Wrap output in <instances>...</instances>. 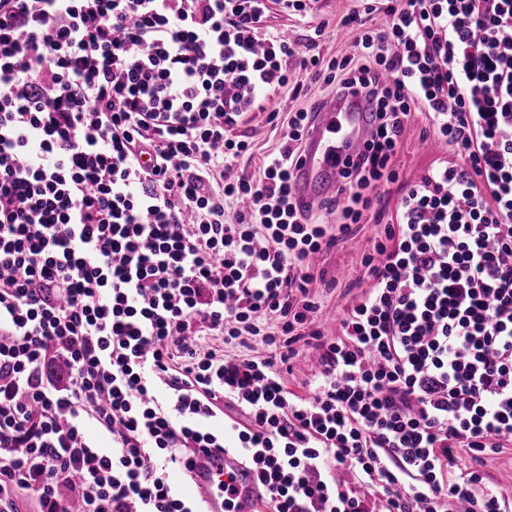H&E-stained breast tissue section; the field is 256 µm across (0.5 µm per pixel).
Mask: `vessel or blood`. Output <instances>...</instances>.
I'll return each instance as SVG.
<instances>
[{
  "mask_svg": "<svg viewBox=\"0 0 512 512\" xmlns=\"http://www.w3.org/2000/svg\"><path fill=\"white\" fill-rule=\"evenodd\" d=\"M368 138L362 93L338 95L322 101L304 138L296 171L295 191L303 204L335 198L337 182L346 164L355 159ZM231 481L238 512H252L260 493L255 473L231 450L197 452L189 484L205 512H225L224 481Z\"/></svg>",
  "mask_w": 512,
  "mask_h": 512,
  "instance_id": "1",
  "label": "vessel or blood"
}]
</instances>
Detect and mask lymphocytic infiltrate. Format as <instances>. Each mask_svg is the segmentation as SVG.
<instances>
[{
	"label": "lymphocytic infiltrate",
	"instance_id": "lymphocytic-infiltrate-1",
	"mask_svg": "<svg viewBox=\"0 0 512 512\" xmlns=\"http://www.w3.org/2000/svg\"><path fill=\"white\" fill-rule=\"evenodd\" d=\"M276 8L310 13L0 0V512H70L63 485L81 512H203L173 475L230 445L256 512H507L451 466L512 443V0H370L328 59L325 23L302 51L267 32ZM295 67L373 119L320 221L293 188L309 111L269 112L278 146L235 167ZM418 115L448 155L388 215ZM369 215L333 336L313 259ZM314 361L315 354L312 352H302L293 360L292 372L288 373L286 376V385L288 390L300 395L305 394L303 384L312 373Z\"/></svg>",
	"mask_w": 512,
	"mask_h": 512
}]
</instances>
